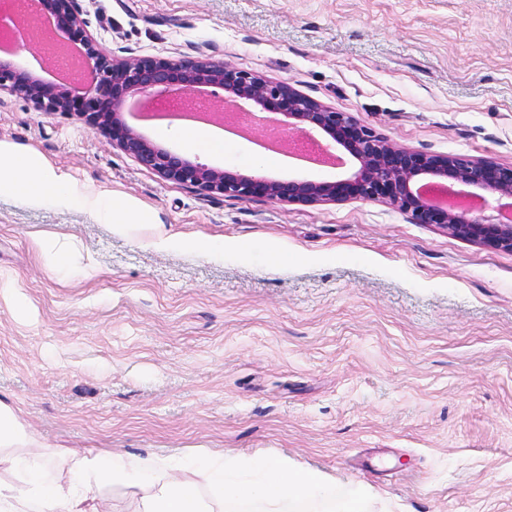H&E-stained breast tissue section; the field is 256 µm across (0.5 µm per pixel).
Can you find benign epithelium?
I'll list each match as a JSON object with an SVG mask.
<instances>
[{
	"instance_id": "1",
	"label": "benign epithelium",
	"mask_w": 512,
	"mask_h": 512,
	"mask_svg": "<svg viewBox=\"0 0 512 512\" xmlns=\"http://www.w3.org/2000/svg\"><path fill=\"white\" fill-rule=\"evenodd\" d=\"M76 0H39L83 53L98 82L80 104L70 100L62 83L47 82L0 59V91L30 101L41 112L77 113L86 124L103 131L112 145L165 180L239 200L264 197L274 202H328L360 198L386 201L411 215L416 224H439L456 236L512 251V221L505 210L512 203V167L474 160L464 155L426 154L398 148L344 112L331 110L301 94L286 81L265 79L222 62L167 59L117 60L99 48L78 18ZM205 85L221 88L225 99L248 104L246 115L273 112L300 140L316 142L348 170L334 179H268L230 174L221 168L195 164L158 145L128 126L120 109L131 96L159 89L192 90ZM437 184L481 205L463 210L423 199L421 189Z\"/></svg>"
}]
</instances>
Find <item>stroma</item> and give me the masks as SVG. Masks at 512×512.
<instances>
[{"label":"stroma","instance_id":"stroma-1","mask_svg":"<svg viewBox=\"0 0 512 512\" xmlns=\"http://www.w3.org/2000/svg\"><path fill=\"white\" fill-rule=\"evenodd\" d=\"M110 56L285 80L392 144L512 166V0H76ZM127 123L186 159L332 177L276 124ZM0 142L95 206L0 191V411L18 448L265 451L390 512H512V252L381 201H241L164 180L77 116L0 93ZM148 224H111L114 202ZM69 243L54 268L37 245Z\"/></svg>","mask_w":512,"mask_h":512}]
</instances>
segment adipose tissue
Wrapping results in <instances>:
<instances>
[{"label": "adipose tissue", "instance_id": "ef3b65f1", "mask_svg": "<svg viewBox=\"0 0 512 512\" xmlns=\"http://www.w3.org/2000/svg\"><path fill=\"white\" fill-rule=\"evenodd\" d=\"M14 156L0 171V190L24 192L57 204H91L34 154H15L0 143V156ZM14 436L0 415V469L18 472L0 483V512H97L93 500L109 488L122 492L133 512H373L376 493L366 485L337 488L322 470L265 454L200 453L192 462L154 455L77 453L38 448L33 456L7 446Z\"/></svg>", "mask_w": 512, "mask_h": 512}]
</instances>
